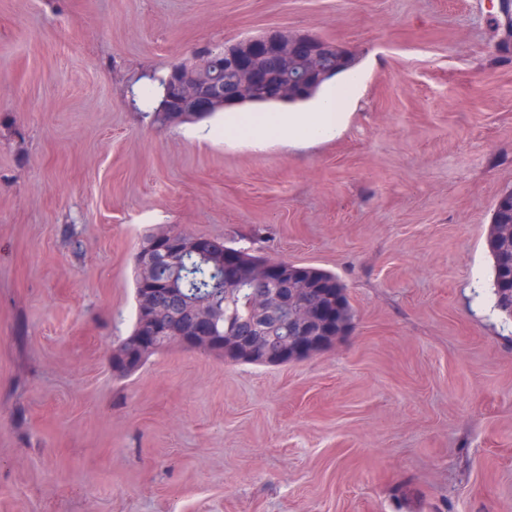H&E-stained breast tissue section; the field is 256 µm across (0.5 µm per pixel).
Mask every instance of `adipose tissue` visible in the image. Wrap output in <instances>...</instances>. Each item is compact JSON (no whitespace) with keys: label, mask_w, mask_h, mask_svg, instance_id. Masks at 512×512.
Returning <instances> with one entry per match:
<instances>
[{"label":"adipose tissue","mask_w":512,"mask_h":512,"mask_svg":"<svg viewBox=\"0 0 512 512\" xmlns=\"http://www.w3.org/2000/svg\"><path fill=\"white\" fill-rule=\"evenodd\" d=\"M353 81L323 97L313 111L237 112L224 123L228 137H246L256 146L276 139L288 145L317 144L334 139L346 119Z\"/></svg>","instance_id":"obj_1"}]
</instances>
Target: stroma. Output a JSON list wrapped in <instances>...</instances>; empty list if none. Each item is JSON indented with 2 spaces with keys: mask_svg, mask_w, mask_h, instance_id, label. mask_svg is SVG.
<instances>
[{
  "mask_svg": "<svg viewBox=\"0 0 512 512\" xmlns=\"http://www.w3.org/2000/svg\"><path fill=\"white\" fill-rule=\"evenodd\" d=\"M498 0H0V512H512V190ZM354 55L336 139L163 127L171 67L271 31ZM335 273L350 334L285 366L180 345L128 377L142 237ZM498 204L506 215L509 214V218L500 224L499 211L495 208V205L493 206L487 242L492 258V281L495 295V307L505 316L506 320H512V296L511 299L500 296L496 288V281L501 275L503 257L509 250V243L505 238L512 241V196H502L498 200ZM499 224L504 238L499 233Z\"/></svg>",
  "mask_w": 512,
  "mask_h": 512,
  "instance_id": "obj_1",
  "label": "stroma"
}]
</instances>
